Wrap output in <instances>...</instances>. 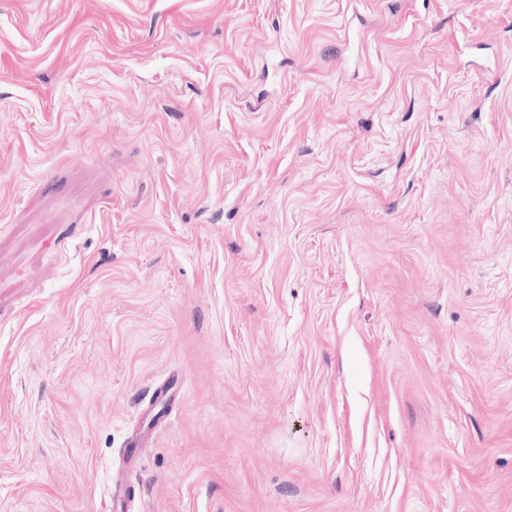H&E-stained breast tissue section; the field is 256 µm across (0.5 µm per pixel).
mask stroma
Instances as JSON below:
<instances>
[{
	"instance_id": "1",
	"label": "stroma",
	"mask_w": 512,
	"mask_h": 512,
	"mask_svg": "<svg viewBox=\"0 0 512 512\" xmlns=\"http://www.w3.org/2000/svg\"><path fill=\"white\" fill-rule=\"evenodd\" d=\"M512 512V0H0V512Z\"/></svg>"
}]
</instances>
